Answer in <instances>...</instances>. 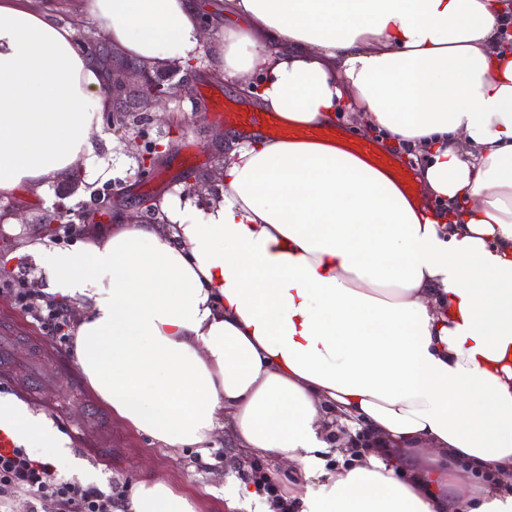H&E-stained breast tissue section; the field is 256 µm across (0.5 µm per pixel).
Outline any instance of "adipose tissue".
Masks as SVG:
<instances>
[{"mask_svg": "<svg viewBox=\"0 0 512 512\" xmlns=\"http://www.w3.org/2000/svg\"><path fill=\"white\" fill-rule=\"evenodd\" d=\"M87 0L149 70L209 53L298 126L357 122L420 169L425 199L335 146L224 136L208 211L21 247L82 307L76 359L164 448L287 464L297 512H512V0ZM110 99L51 6L0 0V192L83 163ZM369 446L335 440L331 417ZM341 466L326 469L327 454ZM487 475L493 493L473 483ZM126 512H197L145 481Z\"/></svg>", "mask_w": 512, "mask_h": 512, "instance_id": "adipose-tissue-1", "label": "adipose tissue"}]
</instances>
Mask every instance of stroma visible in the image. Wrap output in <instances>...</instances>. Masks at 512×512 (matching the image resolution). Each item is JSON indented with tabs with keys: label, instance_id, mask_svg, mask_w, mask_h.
<instances>
[{
	"label": "stroma",
	"instance_id": "stroma-1",
	"mask_svg": "<svg viewBox=\"0 0 512 512\" xmlns=\"http://www.w3.org/2000/svg\"><path fill=\"white\" fill-rule=\"evenodd\" d=\"M215 88L223 89L225 96L242 109L253 110L254 104L247 96L225 80L223 73L212 70L208 55L199 56L197 73L186 99L168 106L171 126L148 120L139 127L141 134L149 138L165 134L171 128L177 134L173 148L155 164L148 178L138 177L137 161L125 138L105 122L100 133L112 142L113 147L104 157L102 172L87 174L78 163L54 178L46 192H0V220L11 216L15 202L25 205V212L16 218L13 231L0 228V255L14 251L22 239L41 231L40 219L61 190L69 191V199L74 203L88 201L91 190H111L113 208L129 213L139 211L144 195H156L177 185L197 184L205 197L216 200L218 191L209 187L208 179L224 163L221 143L227 127L204 119L194 109L195 103L204 102L207 91ZM18 282L31 283L38 288L44 285L34 262L19 261L8 271L0 268V323H17L27 336L46 342L51 357L44 367V375L51 385L44 392V405L62 411L64 419L73 422L83 421L89 405H96L111 441L112 456L108 459H96L72 450L55 458L53 465L65 480L108 488L113 494L125 498L130 497L141 481H162L194 499L199 512H228L224 504V487L229 477L248 479L257 464L262 465L280 487H287L288 472L274 458L260 456L236 461L233 444L223 430L215 431L209 456L203 459L191 448L161 447L113 416L111 408L92 392L76 361L73 342L46 335L16 302L11 286Z\"/></svg>",
	"mask_w": 512,
	"mask_h": 512
}]
</instances>
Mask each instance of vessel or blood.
I'll return each instance as SVG.
<instances>
[{
	"label": "vessel or blood",
	"instance_id": "b4317fda",
	"mask_svg": "<svg viewBox=\"0 0 512 512\" xmlns=\"http://www.w3.org/2000/svg\"><path fill=\"white\" fill-rule=\"evenodd\" d=\"M208 112L213 118L223 121L232 127L260 129L269 136L295 139L337 142L347 152L363 158L373 167L393 169L396 178L406 192H414L416 179L412 169L399 161L392 154L379 150L377 144L369 139L346 138L341 129L333 126H294L285 123L273 112H250L233 105L224 95L214 96L209 102ZM21 340L19 329L12 324L0 326V372L9 373L14 364H23L26 369L28 385L22 388L20 395L25 403H33L35 387L43 383V368L46 348L34 342L24 357H17L16 347ZM90 427L86 423L70 425L68 436L70 445L79 448L95 457H111L110 449L105 448L102 436H90ZM21 435L14 414L0 415V455L11 454L14 448L20 447Z\"/></svg>",
	"mask_w": 512,
	"mask_h": 512
}]
</instances>
